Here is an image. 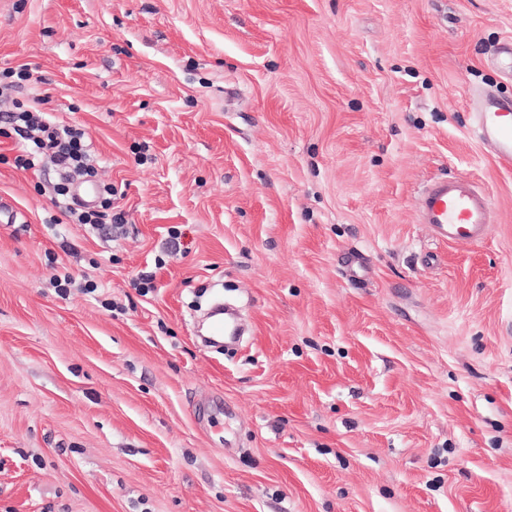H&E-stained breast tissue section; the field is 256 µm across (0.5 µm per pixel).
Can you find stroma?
I'll return each instance as SVG.
<instances>
[{
  "label": "stroma",
  "instance_id": "obj_1",
  "mask_svg": "<svg viewBox=\"0 0 512 512\" xmlns=\"http://www.w3.org/2000/svg\"><path fill=\"white\" fill-rule=\"evenodd\" d=\"M510 42L512 0H0V113L82 125L124 217L72 223L0 122V512H512V165L470 103ZM455 175L481 242L419 221Z\"/></svg>",
  "mask_w": 512,
  "mask_h": 512
}]
</instances>
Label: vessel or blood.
<instances>
[{
  "instance_id": "b4317fda",
  "label": "vessel or blood",
  "mask_w": 512,
  "mask_h": 512,
  "mask_svg": "<svg viewBox=\"0 0 512 512\" xmlns=\"http://www.w3.org/2000/svg\"><path fill=\"white\" fill-rule=\"evenodd\" d=\"M474 125L480 138L493 142L500 157L512 158V104L490 95L474 101ZM491 201L465 177L431 182L423 193L419 218L442 240L476 242L488 230Z\"/></svg>"
}]
</instances>
